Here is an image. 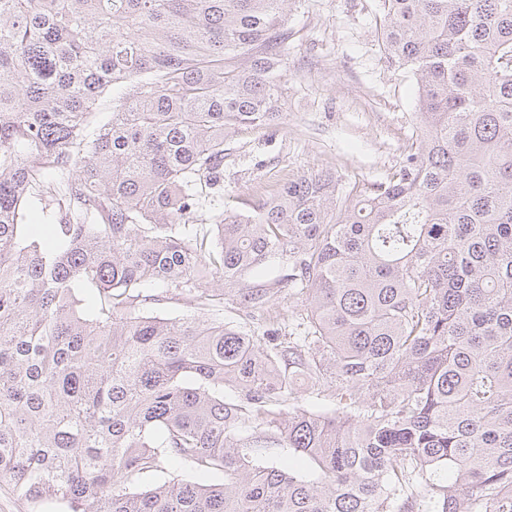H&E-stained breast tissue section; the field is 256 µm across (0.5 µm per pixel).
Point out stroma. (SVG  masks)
Masks as SVG:
<instances>
[{
    "label": "stroma",
    "instance_id": "obj_1",
    "mask_svg": "<svg viewBox=\"0 0 512 512\" xmlns=\"http://www.w3.org/2000/svg\"><path fill=\"white\" fill-rule=\"evenodd\" d=\"M382 19V0H302L288 19L283 116L225 140V200H254L322 170L371 181L399 167L412 143L417 86L389 66Z\"/></svg>",
    "mask_w": 512,
    "mask_h": 512
}]
</instances>
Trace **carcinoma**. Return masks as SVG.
I'll return each mask as SVG.
<instances>
[{
    "label": "carcinoma",
    "mask_w": 512,
    "mask_h": 512,
    "mask_svg": "<svg viewBox=\"0 0 512 512\" xmlns=\"http://www.w3.org/2000/svg\"><path fill=\"white\" fill-rule=\"evenodd\" d=\"M297 2L0 0V483L26 500L512 512V0H383L418 90L402 164L298 176L204 233L229 130L282 117ZM286 286L301 336L208 315L227 294L264 316ZM156 287L200 313L141 312Z\"/></svg>",
    "instance_id": "obj_1"
}]
</instances>
